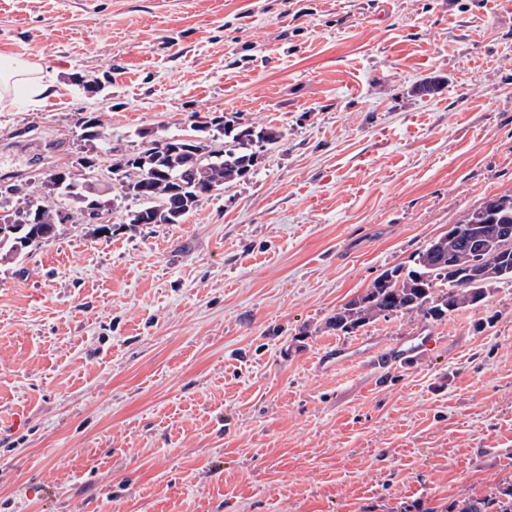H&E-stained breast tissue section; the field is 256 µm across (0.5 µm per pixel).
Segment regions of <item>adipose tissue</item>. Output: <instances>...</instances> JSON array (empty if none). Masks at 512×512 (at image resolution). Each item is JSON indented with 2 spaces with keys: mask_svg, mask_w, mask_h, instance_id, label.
Instances as JSON below:
<instances>
[{
  "mask_svg": "<svg viewBox=\"0 0 512 512\" xmlns=\"http://www.w3.org/2000/svg\"><path fill=\"white\" fill-rule=\"evenodd\" d=\"M56 73L39 63L7 58L0 61V107L11 104L16 95H24L30 106H40L53 96Z\"/></svg>",
  "mask_w": 512,
  "mask_h": 512,
  "instance_id": "adipose-tissue-1",
  "label": "adipose tissue"
}]
</instances>
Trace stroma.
<instances>
[{"mask_svg": "<svg viewBox=\"0 0 512 512\" xmlns=\"http://www.w3.org/2000/svg\"><path fill=\"white\" fill-rule=\"evenodd\" d=\"M1 54L57 71L0 109L34 195L109 165L80 113L127 151L195 113L285 137L182 223L129 198L0 265V512H445L512 483V283L328 326L512 190V0H0Z\"/></svg>", "mask_w": 512, "mask_h": 512, "instance_id": "stroma-1", "label": "stroma"}]
</instances>
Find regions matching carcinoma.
Segmentation results:
<instances>
[{
  "label": "carcinoma",
  "instance_id": "obj_1",
  "mask_svg": "<svg viewBox=\"0 0 512 512\" xmlns=\"http://www.w3.org/2000/svg\"><path fill=\"white\" fill-rule=\"evenodd\" d=\"M210 123L223 136L220 141L200 138L177 141L179 150L158 152L154 167L141 166L137 157L147 149L129 153L112 145V135L100 128L98 119L78 116L82 136L93 132L102 149L112 157L109 172L120 196L141 201L129 219L137 224H178L224 185L245 178L253 167L255 148L272 149L283 138L273 127L237 129L235 120L222 116ZM110 205L111 199L96 191L94 182L74 184L70 179L54 185L36 199L20 196L12 212L0 215V262L21 261L29 250L57 235L64 215L80 213L94 204ZM465 224L477 225L485 240L479 253L448 236H440L414 258L415 268L399 275L400 268L377 276L366 292L345 303L330 324L350 334L379 317L422 314L436 320L487 298L486 285L512 282V267L500 261V252L512 244L500 240L498 226L512 224V191L485 199L468 213ZM451 512H512V484L497 486L480 499L454 502Z\"/></svg>",
  "mask_w": 512,
  "mask_h": 512
}]
</instances>
